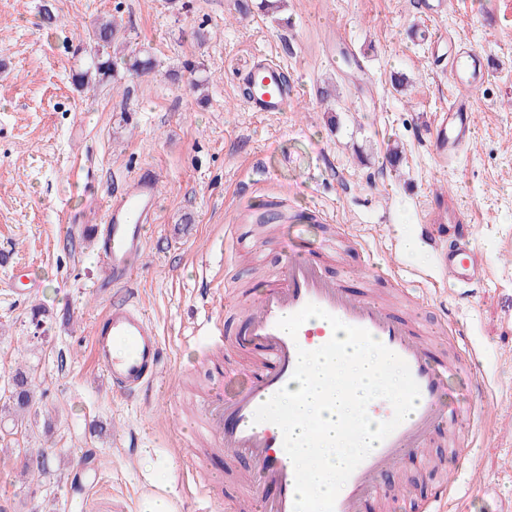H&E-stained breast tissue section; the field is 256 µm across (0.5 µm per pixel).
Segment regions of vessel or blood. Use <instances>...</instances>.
Returning <instances> with one entry per match:
<instances>
[{
	"mask_svg": "<svg viewBox=\"0 0 512 512\" xmlns=\"http://www.w3.org/2000/svg\"><path fill=\"white\" fill-rule=\"evenodd\" d=\"M448 11L447 0H427V26L422 36L441 41L436 26ZM489 70L487 60L473 50L448 54V74L456 88L449 107L435 113L430 125V147L435 158L447 162L472 135L473 93ZM281 67L260 59L245 76L252 91L246 105L253 112H280L288 92L280 83ZM158 175L140 169L125 189L106 202V222L95 230L98 257L113 287L132 281L129 260L142 254L147 231L157 210ZM485 264L467 245L440 254V276L454 282L484 278ZM315 304L345 324L370 332L409 366L419 385L415 410L382 442L377 443L341 488L334 512H361L365 502L382 496L386 476L408 454L422 455L432 434H451L469 416L466 408L449 409L442 397L448 377L460 366L456 360H438L427 331L399 314L384 300L352 292L336 283L317 259L290 258L280 272L270 276L262 295L248 303L240 348L257 351L258 362L246 369L247 382L232 395L222 386L211 387L199 399L204 433L215 452L250 461L256 475L246 488L250 512H294V467L283 444L281 429L270 422L257 423L256 409L290 381L299 350H314L332 337L330 324L307 321L297 336L278 328V321ZM96 362L116 396H130L152 385L163 364V348L155 328L140 309L135 296L117 297L96 320L91 336Z\"/></svg>",
	"mask_w": 512,
	"mask_h": 512,
	"instance_id": "vessel-or-blood-1",
	"label": "vessel or blood"
}]
</instances>
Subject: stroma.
<instances>
[{
    "label": "stroma",
    "instance_id": "35a3bbf8",
    "mask_svg": "<svg viewBox=\"0 0 512 512\" xmlns=\"http://www.w3.org/2000/svg\"><path fill=\"white\" fill-rule=\"evenodd\" d=\"M417 2L287 0L275 22L260 0H0V398L19 368L37 386L24 427L0 413V512H90L94 494L113 512H142L153 497L201 512L171 441L197 428L199 392L242 385L232 371L248 354L228 347L217 377L192 328L213 312L234 338L243 318L225 299L261 292L290 252L341 231L350 240L330 274L358 290L394 263L404 290L383 281L376 293L427 326L455 322L473 343L450 382V401L475 409L458 447L436 438L428 463L404 458L386 503L364 512H421L452 471L469 512L512 502V0H455L441 23L490 63L473 137L444 164L427 132L454 90L416 36ZM105 16L121 22L127 51L149 50L156 67L78 90L72 75L92 55L84 34ZM260 53L288 76L287 111L245 104L243 76ZM186 63L208 77L206 100L169 77ZM328 84L330 108L317 99ZM143 167L159 176L158 212L132 286L165 363L160 381L127 399L112 396L91 354L112 291L90 230ZM435 208L484 257L473 289L432 286L436 248L401 246ZM472 375L488 384V402L468 387ZM38 454L46 473L21 476ZM201 468L224 479L218 512H236L244 462L209 454Z\"/></svg>",
    "mask_w": 512,
    "mask_h": 512
}]
</instances>
